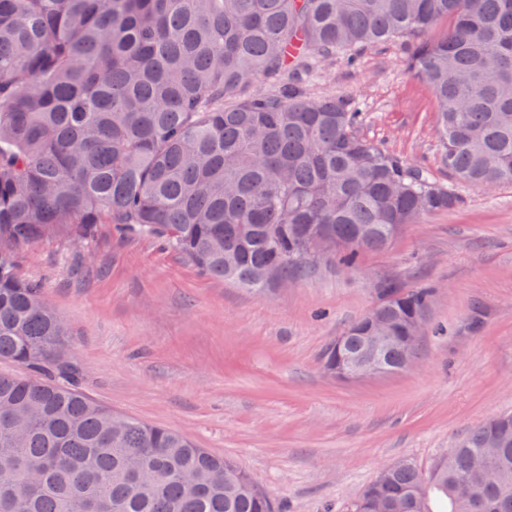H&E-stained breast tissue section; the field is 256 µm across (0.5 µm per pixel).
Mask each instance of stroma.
<instances>
[{
  "mask_svg": "<svg viewBox=\"0 0 512 512\" xmlns=\"http://www.w3.org/2000/svg\"><path fill=\"white\" fill-rule=\"evenodd\" d=\"M391 40L336 60L313 96L349 99L359 134L451 183L431 89ZM457 208L410 225L356 270L324 262L254 295L203 274L160 240L100 225L88 244L25 251L72 327L81 390L119 415L171 428L251 473L281 512H347L392 461L425 465L512 412V182L454 184ZM392 282L433 291L406 371L345 382L323 352Z\"/></svg>",
  "mask_w": 512,
  "mask_h": 512,
  "instance_id": "1",
  "label": "stroma"
}]
</instances>
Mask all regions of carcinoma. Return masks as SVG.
Instances as JSON below:
<instances>
[{
    "instance_id": "obj_1",
    "label": "carcinoma",
    "mask_w": 512,
    "mask_h": 512,
    "mask_svg": "<svg viewBox=\"0 0 512 512\" xmlns=\"http://www.w3.org/2000/svg\"><path fill=\"white\" fill-rule=\"evenodd\" d=\"M393 39L433 90L448 172L512 181V0H0V363L31 371L0 372V512H275L231 459L83 394L73 331L19 258L111 224L257 295L322 261L356 269L459 204L364 140L350 100L309 91ZM380 293L325 349L329 375L368 336L392 373L415 358L431 289ZM475 496L512 512L510 413L428 466L384 467L349 512H474Z\"/></svg>"
}]
</instances>
